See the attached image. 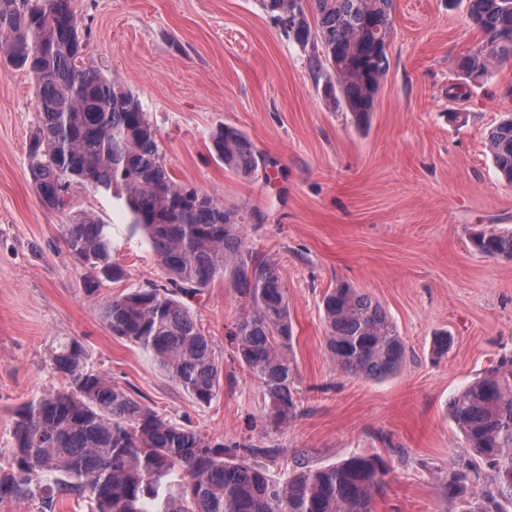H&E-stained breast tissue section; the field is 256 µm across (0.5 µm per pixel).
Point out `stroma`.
<instances>
[{
  "mask_svg": "<svg viewBox=\"0 0 512 512\" xmlns=\"http://www.w3.org/2000/svg\"><path fill=\"white\" fill-rule=\"evenodd\" d=\"M85 53L142 101L172 177L225 206L252 212L247 243L271 261L287 289L290 356L305 409L276 434L263 433L262 392L232 358L227 332L241 308L218 282L190 300L224 361L220 393L192 401L136 345L113 336L101 303L131 288L161 284L150 245L130 235L111 194L78 188L77 209L109 224L112 258L124 280L83 288L86 269L64 240L67 215L43 207L27 166L37 120L33 83L0 66V453L16 410L62 387L48 351L77 338L115 385L214 438L268 437L280 453L264 465L277 477L350 453L389 463L375 512H465L438 483L470 472L490 481L449 415L454 396L512 353V259L471 245L474 230L512 228V183L501 180L488 131L512 114V63L487 81L463 82L457 56L482 35L458 0H394L390 67L366 127L329 109L309 56L289 41L258 0H73ZM229 124L265 160L258 181L227 171L208 136ZM345 281L370 293L391 316L407 358L394 376L344 373L326 347L322 298ZM448 333L446 355L431 353Z\"/></svg>",
  "mask_w": 512,
  "mask_h": 512,
  "instance_id": "1",
  "label": "stroma"
}]
</instances>
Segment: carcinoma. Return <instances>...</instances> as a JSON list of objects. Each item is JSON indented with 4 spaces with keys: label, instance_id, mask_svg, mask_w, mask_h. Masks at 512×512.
<instances>
[{
    "label": "carcinoma",
    "instance_id": "obj_1",
    "mask_svg": "<svg viewBox=\"0 0 512 512\" xmlns=\"http://www.w3.org/2000/svg\"><path fill=\"white\" fill-rule=\"evenodd\" d=\"M270 17L301 9L305 28L294 43L312 48L310 68L327 105L366 123L388 68L374 61L376 40L390 41L392 0H258ZM481 46L456 59L473 84L491 67L512 61V0H463ZM81 22L72 0H0V55L33 80L38 119L27 149L33 187L48 209H73L78 185L108 192L132 232L151 246L167 283L133 288L99 307L112 335L147 352L195 403L217 397L223 362L197 325L186 299L218 280L243 301L228 337L238 364L263 390V427L278 431L304 407L294 391L288 351L292 327L288 294L271 262L248 246L252 214L211 193L177 182L165 162L142 102L124 83L85 58ZM224 168L245 180L259 177L261 157L239 129L211 131ZM491 160L512 183V117L488 135ZM73 258L120 281L107 224L78 211L65 225ZM482 254L512 259V230L486 226L471 237ZM327 349L340 369L381 380L396 374L407 351L392 319L369 293L339 283L322 299ZM52 369L65 378L15 412L11 445L0 461V501L25 499L54 512L63 498L88 512H373L388 462L354 452L329 465L273 476L255 459L279 448L213 439L186 420L168 418L98 372L83 344L58 340ZM467 447L487 470L490 487L472 488L470 474L442 482L445 497L475 498L471 512H501L512 503V356H501L449 407Z\"/></svg>",
    "mask_w": 512,
    "mask_h": 512
}]
</instances>
